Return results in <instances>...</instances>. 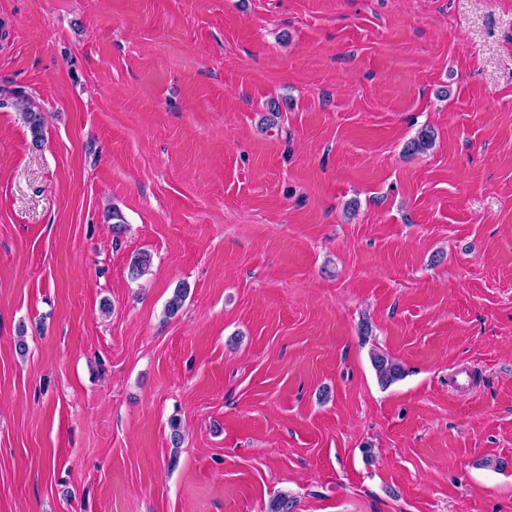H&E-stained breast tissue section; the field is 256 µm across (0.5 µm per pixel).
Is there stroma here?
Listing matches in <instances>:
<instances>
[{"instance_id": "35a3bbf8", "label": "stroma", "mask_w": 512, "mask_h": 512, "mask_svg": "<svg viewBox=\"0 0 512 512\" xmlns=\"http://www.w3.org/2000/svg\"><path fill=\"white\" fill-rule=\"evenodd\" d=\"M281 492L512 512V0H0V512ZM15 104L22 112L24 122L30 131L33 143L38 144L43 139L45 125L43 113L35 110L31 102L22 95L17 96ZM372 364L380 383L384 386L402 379L405 374V368L394 358L380 352L372 353Z\"/></svg>"}]
</instances>
